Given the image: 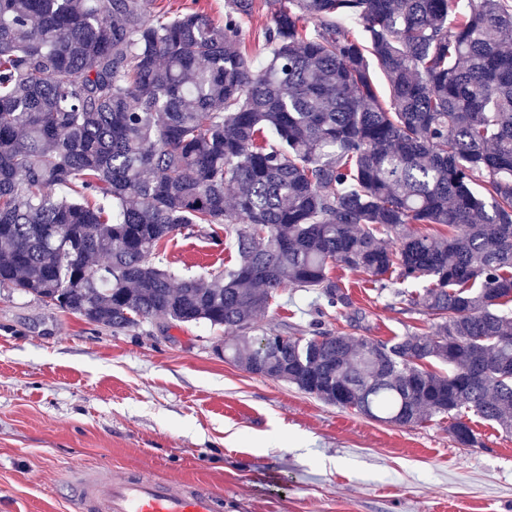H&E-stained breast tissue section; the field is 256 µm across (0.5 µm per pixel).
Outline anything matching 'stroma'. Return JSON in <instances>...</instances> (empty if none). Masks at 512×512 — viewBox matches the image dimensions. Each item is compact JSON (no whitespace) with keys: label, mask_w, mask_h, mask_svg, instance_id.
Returning <instances> with one entry per match:
<instances>
[{"label":"stroma","mask_w":512,"mask_h":512,"mask_svg":"<svg viewBox=\"0 0 512 512\" xmlns=\"http://www.w3.org/2000/svg\"><path fill=\"white\" fill-rule=\"evenodd\" d=\"M235 252L182 233L159 260L200 275ZM331 275L348 305L321 316L288 287L259 324L307 338L320 319L357 342L429 328L365 274ZM223 340L202 322L115 332L0 288V512H73L65 469L201 484L222 512H512V429L470 418L461 448L448 417L368 419L224 360Z\"/></svg>","instance_id":"35a3bbf8"}]
</instances>
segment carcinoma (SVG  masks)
<instances>
[{"instance_id":"obj_1","label":"carcinoma","mask_w":512,"mask_h":512,"mask_svg":"<svg viewBox=\"0 0 512 512\" xmlns=\"http://www.w3.org/2000/svg\"><path fill=\"white\" fill-rule=\"evenodd\" d=\"M155 2L0 0V286L114 331L205 322L253 373L390 424L447 415L461 447L471 414L509 426L512 0H271L259 68L254 0H224L222 25ZM217 224L235 263H153ZM333 265L431 329H259L288 286L348 304ZM270 9L266 0H255V7L251 15L241 21L243 37L249 51L254 54L258 51L257 35L261 28L269 23ZM256 37V41H255Z\"/></svg>"}]
</instances>
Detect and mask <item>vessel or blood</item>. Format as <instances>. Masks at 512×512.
I'll list each match as a JSON object with an SVG mask.
<instances>
[{"instance_id":"obj_1","label":"vessel or blood","mask_w":512,"mask_h":512,"mask_svg":"<svg viewBox=\"0 0 512 512\" xmlns=\"http://www.w3.org/2000/svg\"><path fill=\"white\" fill-rule=\"evenodd\" d=\"M78 512H219L222 499L210 490L139 475L70 474Z\"/></svg>"}]
</instances>
